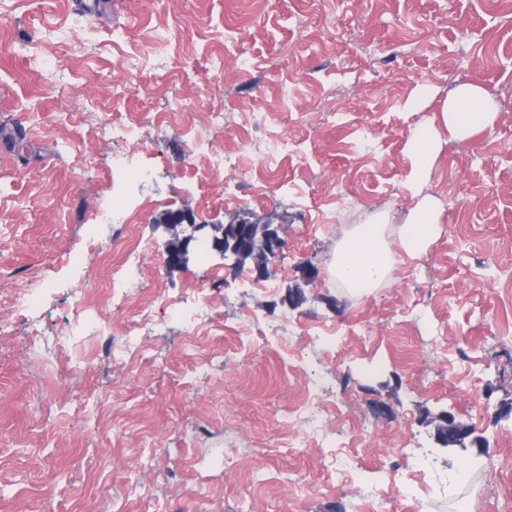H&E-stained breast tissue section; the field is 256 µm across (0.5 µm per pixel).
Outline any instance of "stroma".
<instances>
[{"label": "stroma", "mask_w": 512, "mask_h": 512, "mask_svg": "<svg viewBox=\"0 0 512 512\" xmlns=\"http://www.w3.org/2000/svg\"><path fill=\"white\" fill-rule=\"evenodd\" d=\"M0 12V138L14 141L0 150V512H457L462 500L512 512V0H102L88 13L0 0ZM164 38L170 55L151 54ZM463 83L498 102L496 120L442 140L412 184L414 129L440 121ZM104 121L135 122L137 140L98 139ZM282 137L292 149L278 155ZM123 157L154 176L118 181ZM118 193L131 222L96 223ZM425 196L439 213L427 252L395 250L369 292L336 285L352 230L379 221L397 240ZM182 210L196 238L270 222L284 246L263 276L214 250L169 266L162 219ZM140 241L149 254L127 263ZM75 245L90 248L84 266L63 259ZM88 276L87 307L109 301L106 336L135 331L134 360L55 351ZM121 277L131 288L108 297ZM32 283L42 303L18 317L11 294ZM188 297L208 301L207 321L157 335L161 303ZM318 327L335 346L313 341ZM313 387L326 433L376 497L337 473L306 422L286 420ZM442 412L475 426L486 452L439 447ZM400 448L430 456L428 490L405 494ZM217 455L234 463L207 478Z\"/></svg>", "instance_id": "stroma-1"}]
</instances>
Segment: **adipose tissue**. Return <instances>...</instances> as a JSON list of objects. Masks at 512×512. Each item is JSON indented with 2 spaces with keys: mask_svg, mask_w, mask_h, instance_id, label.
<instances>
[{
  "mask_svg": "<svg viewBox=\"0 0 512 512\" xmlns=\"http://www.w3.org/2000/svg\"><path fill=\"white\" fill-rule=\"evenodd\" d=\"M498 112L496 101L475 84L457 86L441 106V124L417 128L410 142L414 165L412 181L425 179L433 166L436 149L442 137L462 141L484 126L491 124ZM439 222L430 200L419 201L405 224L399 228L398 245H391L384 225L361 224L344 241L330 268L337 284L354 291L365 292L377 287L393 268V250L401 248L409 257L425 253Z\"/></svg>",
  "mask_w": 512,
  "mask_h": 512,
  "instance_id": "obj_1",
  "label": "adipose tissue"
}]
</instances>
